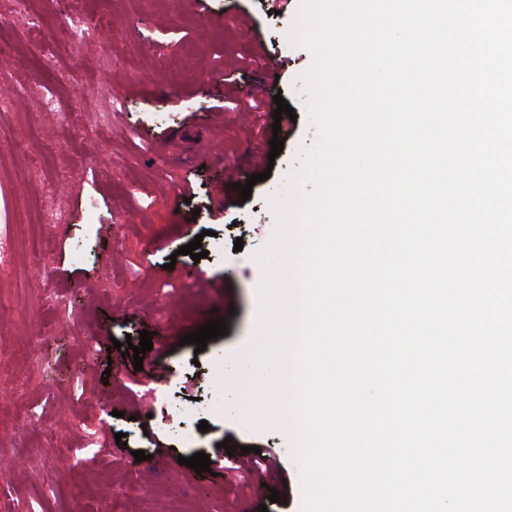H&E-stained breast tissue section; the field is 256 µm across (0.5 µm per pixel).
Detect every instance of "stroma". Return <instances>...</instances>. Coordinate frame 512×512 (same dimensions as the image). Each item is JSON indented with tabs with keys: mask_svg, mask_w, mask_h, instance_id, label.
<instances>
[{
	"mask_svg": "<svg viewBox=\"0 0 512 512\" xmlns=\"http://www.w3.org/2000/svg\"><path fill=\"white\" fill-rule=\"evenodd\" d=\"M299 9L300 0H30L19 15L0 0V90L20 93L0 111V243L11 254L0 264V512H301L298 458L287 431L258 419L259 379L223 375L224 361L253 350L260 255L280 236L278 212L292 206L302 154L318 142L312 54L293 32ZM71 14L103 29L101 41L69 38ZM278 94L295 132L245 200L239 185L255 172L252 153L270 152L274 119L265 115L257 138L252 116L216 106ZM197 236L208 256L196 263L178 249ZM193 267L214 287L178 277ZM222 317L226 335L203 352L182 344ZM145 330L153 347L138 371L112 343H139ZM224 399L233 414L214 410ZM224 441L259 447L280 479L178 462Z\"/></svg>",
	"mask_w": 512,
	"mask_h": 512,
	"instance_id": "35a3bbf8",
	"label": "stroma"
}]
</instances>
